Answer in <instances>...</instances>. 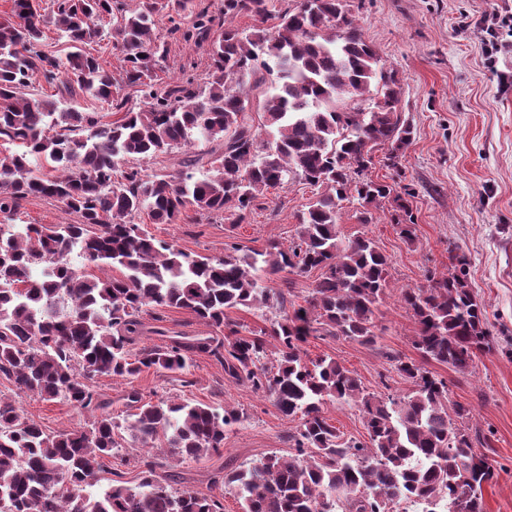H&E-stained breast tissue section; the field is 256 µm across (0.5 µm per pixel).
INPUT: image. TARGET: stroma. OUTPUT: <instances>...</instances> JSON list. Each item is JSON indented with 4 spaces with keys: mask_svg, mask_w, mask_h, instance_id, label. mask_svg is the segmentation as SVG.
Instances as JSON below:
<instances>
[{
    "mask_svg": "<svg viewBox=\"0 0 512 512\" xmlns=\"http://www.w3.org/2000/svg\"><path fill=\"white\" fill-rule=\"evenodd\" d=\"M509 8L512 0H350L365 38L386 67L398 73L402 116L413 128L397 166H385L379 151L369 175L411 191L415 237H401L388 212L375 210L372 221L364 224L360 206L346 205L344 234L373 239L389 260L388 294L374 317L376 339L362 344L341 336H313L305 345L309 358L333 357L353 370L368 392L408 394L412 383L388 361L392 355L420 359L411 345L415 321L401 304L400 292L424 285L427 272L445 270L449 253L465 256L468 282L486 305L496 345L478 354L466 374L432 361L425 367L447 381L449 407L468 409L462 424L479 431L482 443L476 451L487 455L496 469L482 489L485 512H512V347L502 343L512 337V85L501 82L502 74H512V51L499 53L496 65L488 66L481 22ZM155 23L166 48L156 68L158 80L191 77L204 84L210 41L187 42L171 34L162 12ZM312 197V187L290 179L240 224L191 209L176 224H154L145 216L140 222L184 252L220 257L232 243L246 249H261L272 241L288 244L296 232L297 214ZM78 220L51 199H28L18 212L22 224L49 227ZM164 329L190 337L224 335L223 330L205 327L190 311L167 308L157 315L144 313L137 346L164 344ZM97 387L111 399L112 415L119 420L128 413L121 398L132 387L147 400H190L218 409L231 405L242 412L244 424L227 433L220 452L202 461L180 463L160 450L154 455L159 475H178V489L217 496L224 512H240V505L231 490L213 485V478L228 465L236 467L270 452L288 454L287 435L298 425L261 393L225 379L223 366L204 354L194 355L185 376L146 369L130 381L99 377ZM0 396L14 401L24 418L50 434L91 424L87 413L20 392L1 377Z\"/></svg>",
    "mask_w": 512,
    "mask_h": 512,
    "instance_id": "stroma-1",
    "label": "stroma"
}]
</instances>
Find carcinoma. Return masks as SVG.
Segmentation results:
<instances>
[{
	"label": "carcinoma",
	"instance_id": "obj_1",
	"mask_svg": "<svg viewBox=\"0 0 512 512\" xmlns=\"http://www.w3.org/2000/svg\"><path fill=\"white\" fill-rule=\"evenodd\" d=\"M188 0H53L38 11L33 0H11L0 16V141L22 151L0 156V376L21 392L59 399L92 414L85 430L52 435L0 397V512H224L214 496L179 491L143 463L135 487L113 481L99 493L102 461L125 448H154L164 436L178 461L224 447L243 413L203 403L146 401L124 396L134 410L120 424L96 390L103 376L130 379L143 369L188 370V352L206 354L224 373L262 393L286 417L299 418L288 436L293 452L268 453L232 468L214 484L233 487L241 512H484L483 485L494 466L474 451V437L448 413V383L416 361L392 357V367L414 385L403 397L376 396L336 359L306 360L311 336L374 341V316L388 288V260L366 236L346 237L342 203L391 202L390 222L414 237L408 197L373 180L374 152L396 166L413 129L401 115L400 79L381 62L352 16L348 0H294L272 28L232 25L240 14L260 22L271 0H224L185 22ZM167 12L171 32L213 41L208 81L156 87L164 48L153 33L154 14ZM120 15L106 30L105 16ZM54 28L69 51L42 49ZM108 38L122 54L118 75L86 47ZM60 82L59 92L123 112L104 122L99 113L30 92L32 77ZM138 87L144 103L125 107L122 87ZM215 144L209 159L190 155L173 174L147 175L138 162ZM53 165L47 176L38 161ZM210 168L194 178L188 168ZM289 177L315 190L298 215L296 238L262 250L237 244L222 257L192 256L150 235L137 219L175 224L188 207L234 216L242 223L258 200ZM54 199L78 214L76 224H17L20 202ZM79 256L119 277L76 271ZM456 271L430 273L426 284L402 291L417 324L413 346L425 361L458 373L491 350L486 311L469 288L465 258ZM321 271L306 305L295 306L265 281L288 271ZM276 310L270 327L242 336L227 322L231 309ZM146 308L189 310L206 326L225 327L220 341L175 336L163 346L133 350ZM277 343L273 364L269 341ZM329 402L360 412L367 440L345 439L324 416Z\"/></svg>",
	"mask_w": 512,
	"mask_h": 512
}]
</instances>
